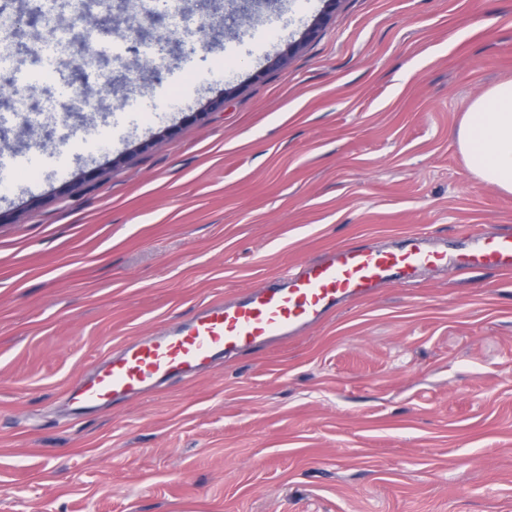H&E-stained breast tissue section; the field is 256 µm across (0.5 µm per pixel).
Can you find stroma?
<instances>
[{"instance_id": "1", "label": "stroma", "mask_w": 512, "mask_h": 512, "mask_svg": "<svg viewBox=\"0 0 512 512\" xmlns=\"http://www.w3.org/2000/svg\"><path fill=\"white\" fill-rule=\"evenodd\" d=\"M181 7L164 51L89 31L59 81L19 38L24 74L0 85V155L46 158L0 196V512H512V272L424 269L288 343L70 414L103 353L336 246L420 231L454 255L465 226L512 232V194L457 145L471 102L512 80V0H275L229 27L225 0ZM86 46L136 78L91 111L60 92ZM64 113L111 128L107 147L45 141Z\"/></svg>"}]
</instances>
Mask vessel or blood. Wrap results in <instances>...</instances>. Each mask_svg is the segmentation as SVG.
I'll return each mask as SVG.
<instances>
[{
  "label": "vessel or blood",
  "instance_id": "obj_1",
  "mask_svg": "<svg viewBox=\"0 0 512 512\" xmlns=\"http://www.w3.org/2000/svg\"><path fill=\"white\" fill-rule=\"evenodd\" d=\"M466 251L448 256L413 233L400 248L336 247L272 285L233 301L202 304L157 335L107 352L66 393L72 415L140 397L174 379H191L226 357L285 341L322 323L344 301L367 298L381 285L412 284L420 270L453 266L467 274L512 271V232L490 225L466 229Z\"/></svg>",
  "mask_w": 512,
  "mask_h": 512
}]
</instances>
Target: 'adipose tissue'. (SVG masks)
Returning a JSON list of instances; mask_svg holds the SVG:
<instances>
[{"mask_svg": "<svg viewBox=\"0 0 512 512\" xmlns=\"http://www.w3.org/2000/svg\"><path fill=\"white\" fill-rule=\"evenodd\" d=\"M457 142L475 177L512 194V81L491 86L470 104Z\"/></svg>", "mask_w": 512, "mask_h": 512, "instance_id": "obj_1", "label": "adipose tissue"}]
</instances>
